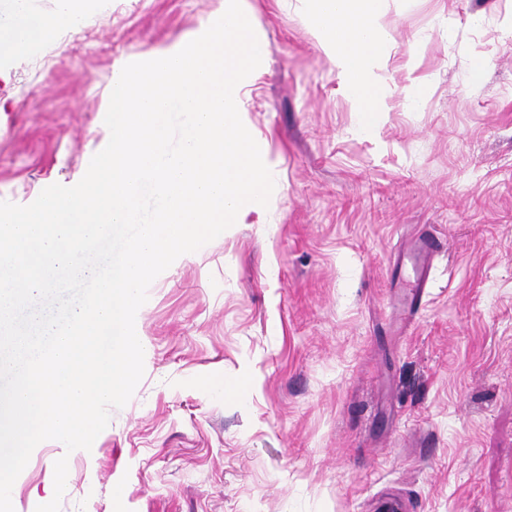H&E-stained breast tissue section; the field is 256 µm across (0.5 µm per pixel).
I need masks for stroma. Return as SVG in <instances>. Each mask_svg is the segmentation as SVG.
Wrapping results in <instances>:
<instances>
[{
	"label": "stroma",
	"instance_id": "1",
	"mask_svg": "<svg viewBox=\"0 0 512 512\" xmlns=\"http://www.w3.org/2000/svg\"><path fill=\"white\" fill-rule=\"evenodd\" d=\"M266 44L242 120L267 208L180 256L135 329L144 375L91 450L40 443L14 512H512V0H385L384 112L360 116L306 0H245ZM224 0H99L0 78V200L72 186L113 70ZM488 66L472 77L475 58ZM447 237L399 322L400 258Z\"/></svg>",
	"mask_w": 512,
	"mask_h": 512
}]
</instances>
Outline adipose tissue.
Here are the masks:
<instances>
[{
  "mask_svg": "<svg viewBox=\"0 0 512 512\" xmlns=\"http://www.w3.org/2000/svg\"><path fill=\"white\" fill-rule=\"evenodd\" d=\"M97 0H59L55 12L22 17L0 28V57L15 59L50 41L64 28L79 25ZM385 0H308L323 49L333 54L346 79L364 129L376 126L383 110L376 75L386 61L388 38L380 24Z\"/></svg>",
  "mask_w": 512,
  "mask_h": 512,
  "instance_id": "1",
  "label": "adipose tissue"
}]
</instances>
